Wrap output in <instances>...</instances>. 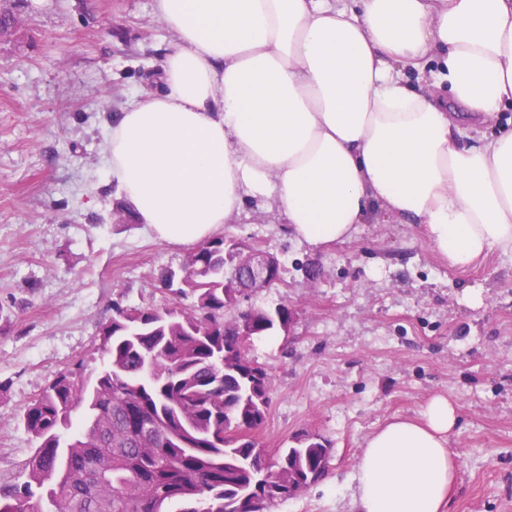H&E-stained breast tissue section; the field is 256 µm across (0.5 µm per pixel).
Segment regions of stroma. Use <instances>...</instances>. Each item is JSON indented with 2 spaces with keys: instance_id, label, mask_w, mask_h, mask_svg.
<instances>
[{
  "instance_id": "obj_1",
  "label": "stroma",
  "mask_w": 512,
  "mask_h": 512,
  "mask_svg": "<svg viewBox=\"0 0 512 512\" xmlns=\"http://www.w3.org/2000/svg\"><path fill=\"white\" fill-rule=\"evenodd\" d=\"M0 39V485L33 453L19 420L56 376L90 359L119 301L165 302L159 274L189 246L157 240L119 199L103 143L125 104L157 92L170 36L153 0H13ZM226 240L273 253L285 282L249 305L287 306L285 334L255 343L273 377L269 454L309 433L324 476L271 512H352L364 438L432 394L460 407L449 512H512V257L450 267L417 225L386 217L310 250L276 210L248 203ZM480 297L469 305L465 293Z\"/></svg>"
}]
</instances>
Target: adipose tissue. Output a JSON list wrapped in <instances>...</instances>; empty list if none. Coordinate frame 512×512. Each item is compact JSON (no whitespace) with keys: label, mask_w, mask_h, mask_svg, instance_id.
<instances>
[{"label":"adipose tissue","mask_w":512,"mask_h":512,"mask_svg":"<svg viewBox=\"0 0 512 512\" xmlns=\"http://www.w3.org/2000/svg\"><path fill=\"white\" fill-rule=\"evenodd\" d=\"M162 88L131 100L104 156L160 240L217 235L269 203L312 248L388 216L449 265L512 256V127L460 145L458 115L512 107V0H154ZM411 73L429 74L416 90ZM459 407L432 396L373 431L355 512H446Z\"/></svg>","instance_id":"ef3b65f1"}]
</instances>
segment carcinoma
I'll use <instances>...</instances> for the list:
<instances>
[{"label":"carcinoma","instance_id":"carcinoma-1","mask_svg":"<svg viewBox=\"0 0 512 512\" xmlns=\"http://www.w3.org/2000/svg\"><path fill=\"white\" fill-rule=\"evenodd\" d=\"M235 256V244L212 238L162 273V307L113 304L95 347L102 366L77 361L25 410L33 453L0 486V512H250L253 500L272 507L288 485L324 475L331 448L319 436L295 437L273 462L252 437L273 381L249 351L292 318L285 306H252L254 335H237L239 315L224 318L241 303L224 291Z\"/></svg>","mask_w":512,"mask_h":512}]
</instances>
